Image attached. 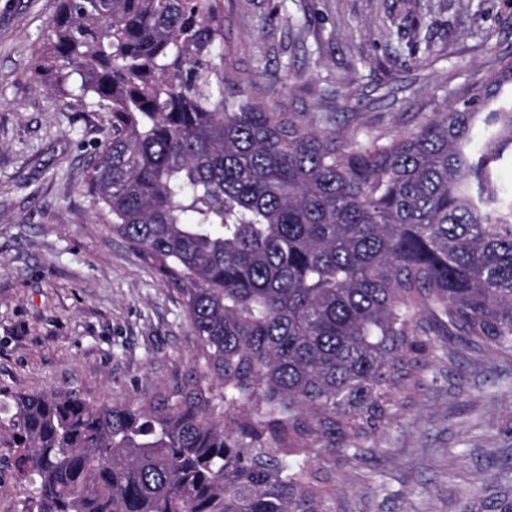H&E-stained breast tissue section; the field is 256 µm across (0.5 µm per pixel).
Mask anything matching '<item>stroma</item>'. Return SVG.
<instances>
[{
    "mask_svg": "<svg viewBox=\"0 0 512 512\" xmlns=\"http://www.w3.org/2000/svg\"><path fill=\"white\" fill-rule=\"evenodd\" d=\"M433 53L415 66L379 27L397 0H224L259 102L385 136L418 124L512 57V0H435ZM56 0H0V392H75L135 403L189 373L196 353L179 296L87 191L104 115L28 71ZM280 11L273 25L269 17ZM433 366L375 449L337 464L336 512H488L512 497V354L435 337ZM0 444V512L34 490Z\"/></svg>",
    "mask_w": 512,
    "mask_h": 512,
    "instance_id": "1",
    "label": "stroma"
}]
</instances>
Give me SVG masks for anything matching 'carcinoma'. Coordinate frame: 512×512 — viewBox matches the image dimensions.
I'll return each instance as SVG.
<instances>
[{"label": "carcinoma", "instance_id": "cac0c4a2", "mask_svg": "<svg viewBox=\"0 0 512 512\" xmlns=\"http://www.w3.org/2000/svg\"><path fill=\"white\" fill-rule=\"evenodd\" d=\"M31 75L106 114L88 190L199 351L136 404L3 395L29 512H334L327 464L409 407L432 337L512 348V102L483 111L512 59L363 143L253 98L224 0H57Z\"/></svg>", "mask_w": 512, "mask_h": 512}]
</instances>
